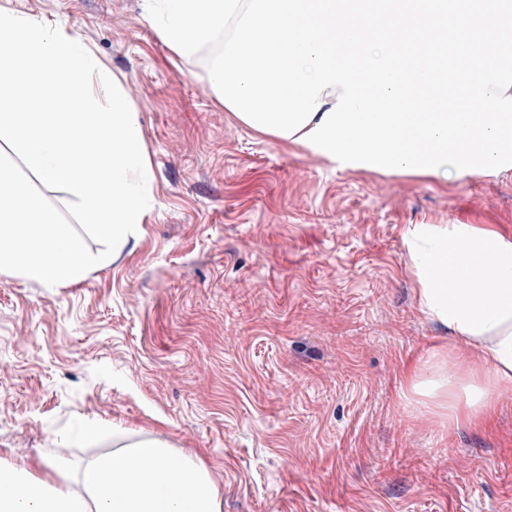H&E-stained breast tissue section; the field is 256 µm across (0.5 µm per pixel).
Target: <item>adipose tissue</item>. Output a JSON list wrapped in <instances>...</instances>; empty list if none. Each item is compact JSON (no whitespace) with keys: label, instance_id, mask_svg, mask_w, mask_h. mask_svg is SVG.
Returning <instances> with one entry per match:
<instances>
[{"label":"adipose tissue","instance_id":"ef3b65f1","mask_svg":"<svg viewBox=\"0 0 512 512\" xmlns=\"http://www.w3.org/2000/svg\"><path fill=\"white\" fill-rule=\"evenodd\" d=\"M403 245L420 311L484 362L482 370L449 374V354L432 349L406 374L407 395L449 428L479 425L498 388L512 382V234L487 224H411ZM222 510V492L203 461L175 458L153 438L113 437L111 451L81 465L73 480L47 457L0 464V512Z\"/></svg>","mask_w":512,"mask_h":512}]
</instances>
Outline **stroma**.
Returning a JSON list of instances; mask_svg holds the SVG:
<instances>
[{"label": "stroma", "instance_id": "35a3bbf8", "mask_svg": "<svg viewBox=\"0 0 512 512\" xmlns=\"http://www.w3.org/2000/svg\"><path fill=\"white\" fill-rule=\"evenodd\" d=\"M80 38L134 104L143 224L78 284L0 271V461L66 470L111 438L201 459L223 512H512V401L449 429L404 371L466 348L419 310L408 225L512 233V173L466 182L332 170L243 125L147 0H0Z\"/></svg>", "mask_w": 512, "mask_h": 512}]
</instances>
